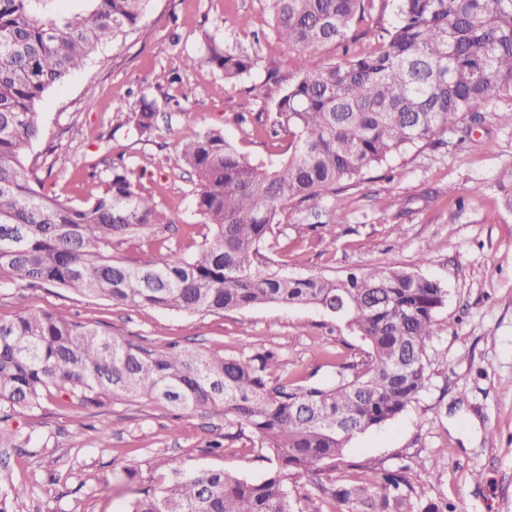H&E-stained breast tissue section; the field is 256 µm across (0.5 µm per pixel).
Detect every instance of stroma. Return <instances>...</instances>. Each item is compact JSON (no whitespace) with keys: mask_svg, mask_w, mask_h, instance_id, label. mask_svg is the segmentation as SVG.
Wrapping results in <instances>:
<instances>
[{"mask_svg":"<svg viewBox=\"0 0 512 512\" xmlns=\"http://www.w3.org/2000/svg\"><path fill=\"white\" fill-rule=\"evenodd\" d=\"M142 26L101 44L46 95L41 137L25 159L42 192L77 204L91 173L124 156L142 175L141 191L173 220L170 229L120 247L132 265L161 247L191 256L212 235L195 211L196 179L181 166L178 140L216 126L242 153L287 159L290 136H271L269 125L283 83L296 73L264 0H151ZM174 30L182 35L176 45ZM208 35L252 55L250 73L228 84L209 64L186 67V57L203 54ZM142 89L181 104L152 143L112 130L114 113L130 111ZM486 109L485 122L469 133L440 134L390 158L361 183L279 217L284 233L273 258L281 273L340 278L359 267L402 266L448 291L437 332L426 342L429 379L419 399L354 437L320 475L290 480L294 512H343L320 484L362 485L371 466L407 468L428 499L454 512H512V211L501 204L502 186L512 184V100L491 101ZM333 211L345 223H328ZM425 251L430 260L422 265ZM21 308L63 310L136 343L204 345L227 356L272 348L280 355L279 376L303 385L334 383L341 365L367 357L345 321L316 306L187 314L51 286H0V319ZM105 426L112 429L106 441L99 434ZM18 439L25 447H15ZM218 439L224 449L215 454L208 445ZM123 463L135 467L133 483L117 474ZM174 465L252 481L271 467L252 434L225 437L223 415L178 412L160 401L107 398L86 410L58 397L0 421V478L28 489L15 512H126L139 489L166 483Z\"/></svg>","mask_w":512,"mask_h":512,"instance_id":"35a3bbf8","label":"stroma"}]
</instances>
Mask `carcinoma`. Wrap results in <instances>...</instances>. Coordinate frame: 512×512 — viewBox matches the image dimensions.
<instances>
[{
  "label": "carcinoma",
  "instance_id": "carcinoma-1",
  "mask_svg": "<svg viewBox=\"0 0 512 512\" xmlns=\"http://www.w3.org/2000/svg\"><path fill=\"white\" fill-rule=\"evenodd\" d=\"M374 0H266L278 39L296 55L297 77L278 97L272 134L292 137L278 163L241 153L221 128L179 143L197 176L194 205L212 237L191 257L167 249L141 265L113 251L172 219L140 190L124 157L112 162L79 205L33 188L23 160L41 135L45 96L81 68L98 46L139 28L149 0H81L54 12L55 0H0V285L58 286L116 303L219 312L259 304L316 305L347 319L369 360L343 366L330 385L272 377L277 352L224 357L203 349L133 343L63 311L21 310L0 319V421L42 407L48 394L97 407L102 399L145 398L181 410L224 412L234 438L250 432L270 450L260 481L222 470L184 473L141 491L130 512H292L288 481L336 462L358 433L379 426L426 388V340L448 299L440 283L405 268H367L340 279L288 277L273 270L276 216L322 193L354 184L410 146L475 118L493 99L512 98V0H395L383 46L349 54L355 20ZM340 45L344 57L320 65L315 51ZM206 60L228 83L252 58L210 37ZM159 106L141 94L116 112L148 141ZM368 486L322 488L355 498L370 512H448L427 501L402 471L367 468ZM26 488L0 489L13 512Z\"/></svg>",
  "mask_w": 512,
  "mask_h": 512
}]
</instances>
